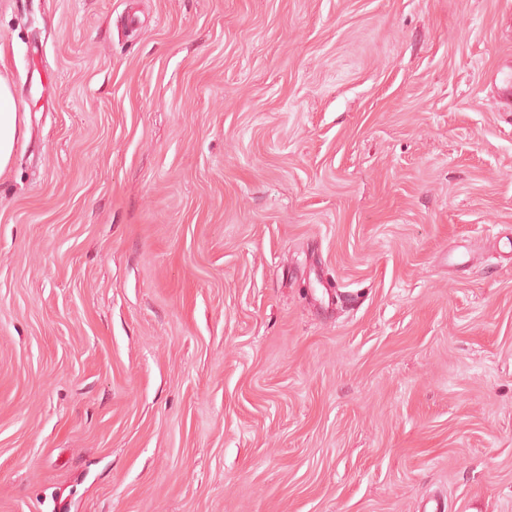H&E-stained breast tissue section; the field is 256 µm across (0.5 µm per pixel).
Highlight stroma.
<instances>
[{"mask_svg": "<svg viewBox=\"0 0 512 512\" xmlns=\"http://www.w3.org/2000/svg\"><path fill=\"white\" fill-rule=\"evenodd\" d=\"M0 512H512V0H0ZM19 112L10 84L0 78V173L9 166L18 143L26 135Z\"/></svg>", "mask_w": 512, "mask_h": 512, "instance_id": "35a3bbf8", "label": "stroma"}]
</instances>
